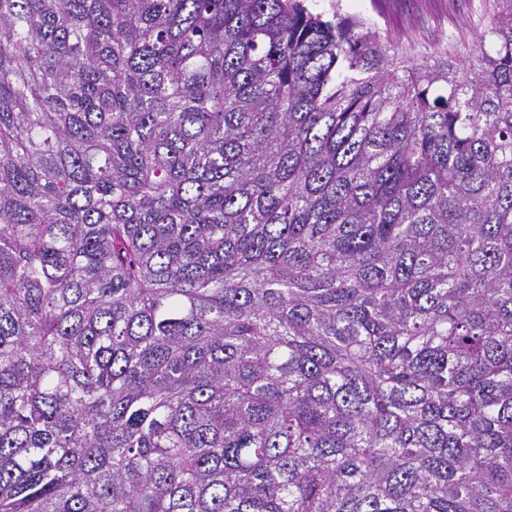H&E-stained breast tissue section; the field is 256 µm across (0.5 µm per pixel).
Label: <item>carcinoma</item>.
Here are the masks:
<instances>
[{
    "label": "carcinoma",
    "instance_id": "carcinoma-1",
    "mask_svg": "<svg viewBox=\"0 0 512 512\" xmlns=\"http://www.w3.org/2000/svg\"><path fill=\"white\" fill-rule=\"evenodd\" d=\"M0 0V512H512V0ZM339 4L342 14L375 23L400 34L404 41H433L441 30L456 31L463 21L474 17L479 0H308L314 13L332 18Z\"/></svg>",
    "mask_w": 512,
    "mask_h": 512
}]
</instances>
